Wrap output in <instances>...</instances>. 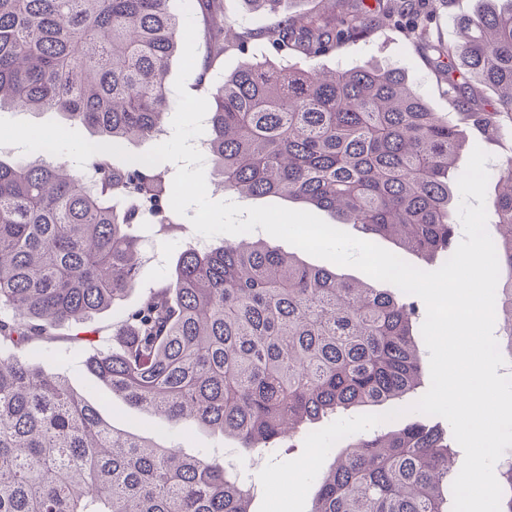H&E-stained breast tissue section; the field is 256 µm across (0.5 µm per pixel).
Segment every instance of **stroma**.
Masks as SVG:
<instances>
[{
    "mask_svg": "<svg viewBox=\"0 0 512 512\" xmlns=\"http://www.w3.org/2000/svg\"><path fill=\"white\" fill-rule=\"evenodd\" d=\"M431 3L433 35L447 45L457 39V19L477 17L482 10L480 0H431ZM323 63L331 69L338 66L353 68L366 63L400 68L432 111L445 115L451 110L445 85L438 78L428 52L415 48L397 29L385 28L368 39L346 44L335 54L324 58ZM195 213V208H188V221L181 225L144 226L142 254L145 265L142 281L129 290L121 307L95 315L93 325L97 339L111 340L113 327L119 320L122 309L135 306L148 288L163 284L171 274L178 254L186 247L197 244L200 236L190 223V218ZM76 331V326L70 324L50 326L52 343L45 349L29 351L27 360L49 373L64 371L72 387L79 393L87 394L93 392L94 385L85 369L83 356L74 351L72 338ZM102 415L117 429L135 435L156 434L163 439L165 445L179 447L185 454L206 452L218 461L235 465L249 476L254 488L249 512H259L263 489L258 474L265 462L258 460L254 453L238 448L235 440L206 430H197L190 438H182L176 432L168 430L162 418L135 409L115 396L105 405Z\"/></svg>",
    "mask_w": 512,
    "mask_h": 512,
    "instance_id": "obj_1",
    "label": "stroma"
}]
</instances>
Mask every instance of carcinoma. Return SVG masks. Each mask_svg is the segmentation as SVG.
<instances>
[{
  "instance_id": "cac0c4a2",
  "label": "carcinoma",
  "mask_w": 512,
  "mask_h": 512,
  "mask_svg": "<svg viewBox=\"0 0 512 512\" xmlns=\"http://www.w3.org/2000/svg\"><path fill=\"white\" fill-rule=\"evenodd\" d=\"M416 0H331L284 16L264 37L305 65L244 62L211 85L205 130L217 185L328 211L365 237L428 261L456 250L460 125L512 136V0H485L432 39ZM397 26L436 55L455 117L432 111L397 67L325 70L318 60ZM206 40L222 55L247 36ZM181 42L172 0H0V109L51 111L99 143L158 141L174 100ZM480 85L496 100L479 106ZM496 304L512 357V156L499 168ZM168 167L99 153L0 161V512H249L248 491L205 453L188 456L106 422L67 380L23 353L47 326L85 324L138 280L141 224H179ZM411 295L396 297L311 266L261 240L180 252L174 275L122 313L118 347L86 360L95 386L243 448L355 406L405 407L421 386ZM459 470L445 433L417 421L345 439L311 512H452ZM512 512V459L497 466Z\"/></svg>"
}]
</instances>
